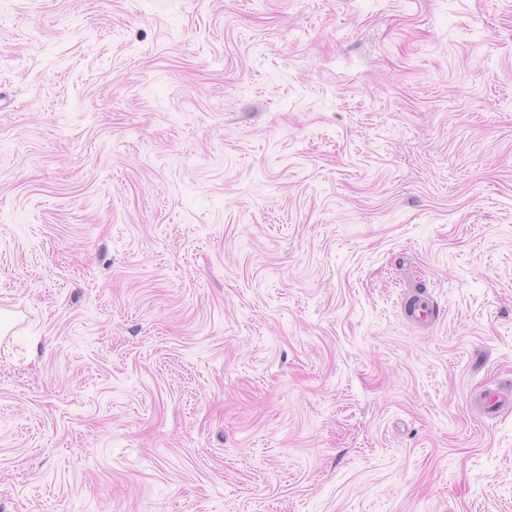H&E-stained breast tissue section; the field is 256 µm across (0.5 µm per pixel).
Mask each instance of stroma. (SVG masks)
<instances>
[{
    "label": "stroma",
    "mask_w": 512,
    "mask_h": 512,
    "mask_svg": "<svg viewBox=\"0 0 512 512\" xmlns=\"http://www.w3.org/2000/svg\"><path fill=\"white\" fill-rule=\"evenodd\" d=\"M0 512H512V0H0Z\"/></svg>",
    "instance_id": "stroma-1"
}]
</instances>
